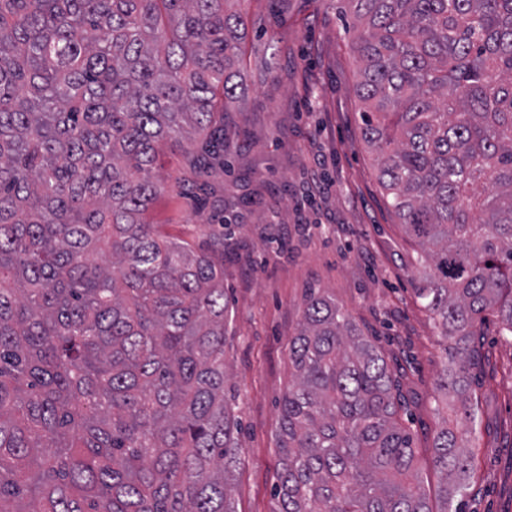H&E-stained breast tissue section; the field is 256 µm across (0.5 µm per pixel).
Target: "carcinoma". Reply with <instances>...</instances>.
<instances>
[{
  "instance_id": "obj_1",
  "label": "carcinoma",
  "mask_w": 512,
  "mask_h": 512,
  "mask_svg": "<svg viewBox=\"0 0 512 512\" xmlns=\"http://www.w3.org/2000/svg\"><path fill=\"white\" fill-rule=\"evenodd\" d=\"M228 0H0V512H236L224 248L158 234L159 150H224L247 12ZM364 140L452 342L461 435L415 484L397 381L309 293L280 402L279 512H462L482 431L470 338L512 336V0H345ZM491 190L477 197L478 184Z\"/></svg>"
}]
</instances>
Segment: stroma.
Wrapping results in <instances>:
<instances>
[{
	"instance_id": "35a3bbf8",
	"label": "stroma",
	"mask_w": 512,
	"mask_h": 512,
	"mask_svg": "<svg viewBox=\"0 0 512 512\" xmlns=\"http://www.w3.org/2000/svg\"><path fill=\"white\" fill-rule=\"evenodd\" d=\"M251 63L241 100L224 113L232 144L200 200L180 193L179 151L163 150L167 188L147 219L165 235L206 247L224 223L229 305L225 359L241 422L237 512H276L280 400L291 378L288 344L309 288L337 305L382 349L400 386L420 489L436 499L434 434L446 414L436 384L447 361L434 320L413 288L416 244L388 206L362 136L357 64L337 0H247ZM470 383L483 439L465 512H512V339L495 325L474 337Z\"/></svg>"
}]
</instances>
